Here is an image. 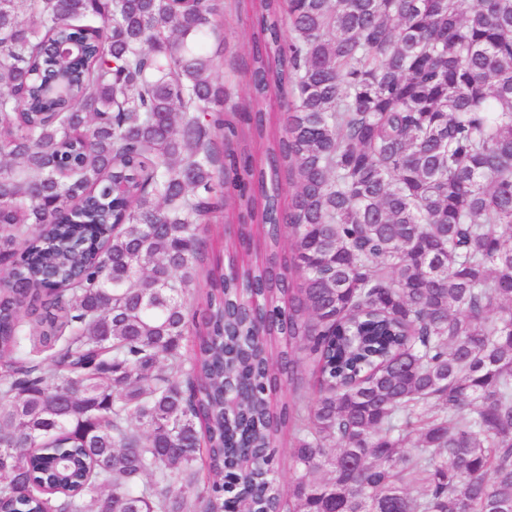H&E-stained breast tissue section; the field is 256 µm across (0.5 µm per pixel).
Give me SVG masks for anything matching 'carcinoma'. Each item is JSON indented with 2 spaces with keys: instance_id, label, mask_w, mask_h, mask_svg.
Segmentation results:
<instances>
[{
  "instance_id": "carcinoma-1",
  "label": "carcinoma",
  "mask_w": 512,
  "mask_h": 512,
  "mask_svg": "<svg viewBox=\"0 0 512 512\" xmlns=\"http://www.w3.org/2000/svg\"><path fill=\"white\" fill-rule=\"evenodd\" d=\"M232 4L0 0V512H512V0ZM224 9L223 37L226 48L217 59L216 75L220 82H223L231 92L230 104H237L240 107L244 104L247 87L249 84V73L245 62L248 56V37L251 26V19L243 12H237L230 8V0H220ZM230 224H237L235 217V210L232 207H227L223 211L217 213L209 224H205L204 235L208 242L209 252L205 261V266L200 271L197 279L192 286V302L196 307L202 309V295L205 291V271L210 268L216 259L226 258L224 255V240L231 235L232 226Z\"/></svg>"
}]
</instances>
